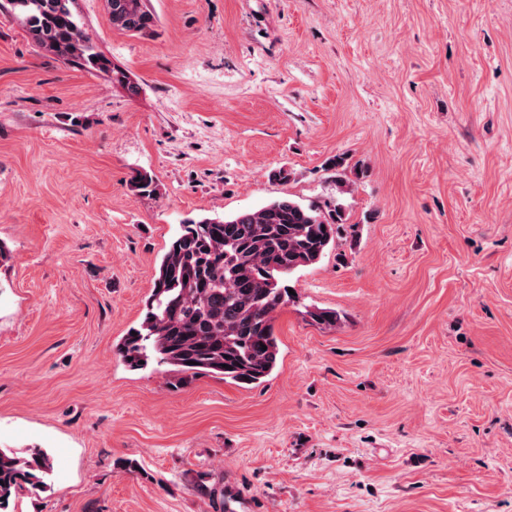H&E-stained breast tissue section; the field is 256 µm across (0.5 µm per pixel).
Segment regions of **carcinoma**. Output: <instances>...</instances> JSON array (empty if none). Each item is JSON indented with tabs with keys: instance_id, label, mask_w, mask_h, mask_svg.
Segmentation results:
<instances>
[{
	"instance_id": "cac0c4a2",
	"label": "carcinoma",
	"mask_w": 512,
	"mask_h": 512,
	"mask_svg": "<svg viewBox=\"0 0 512 512\" xmlns=\"http://www.w3.org/2000/svg\"><path fill=\"white\" fill-rule=\"evenodd\" d=\"M7 3L38 47L89 70L110 71L133 88L126 73L111 67L90 43L73 0ZM154 25L144 0H112L113 28L141 34ZM343 165L339 157L331 161L340 195L350 193L353 184ZM131 188L140 195L157 193L153 178L142 173ZM345 223L339 202L304 205L289 197L228 218L184 221L161 259L141 322L117 344V353L133 369H143L154 359L184 378L210 375L238 385L262 382L279 354L275 314L293 301L282 277L317 263ZM305 315L317 325H336L332 310L308 308ZM51 468L39 448L25 457L0 451V512H7L19 492L43 486Z\"/></svg>"
}]
</instances>
